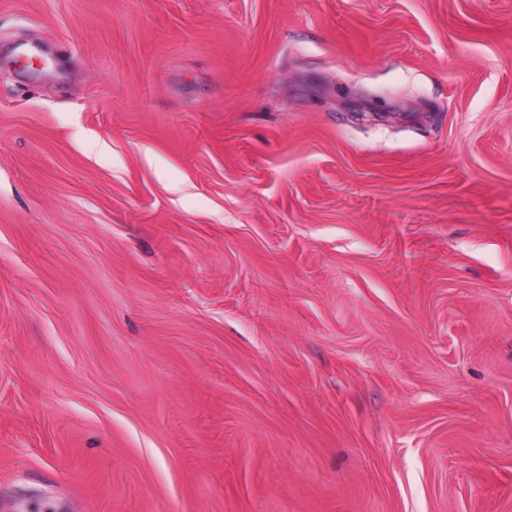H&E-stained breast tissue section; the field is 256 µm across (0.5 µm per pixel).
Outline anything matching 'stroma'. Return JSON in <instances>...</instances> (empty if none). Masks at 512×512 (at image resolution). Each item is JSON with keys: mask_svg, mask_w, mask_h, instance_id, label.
I'll list each match as a JSON object with an SVG mask.
<instances>
[{"mask_svg": "<svg viewBox=\"0 0 512 512\" xmlns=\"http://www.w3.org/2000/svg\"><path fill=\"white\" fill-rule=\"evenodd\" d=\"M0 512H512V0H0Z\"/></svg>", "mask_w": 512, "mask_h": 512, "instance_id": "1", "label": "stroma"}]
</instances>
